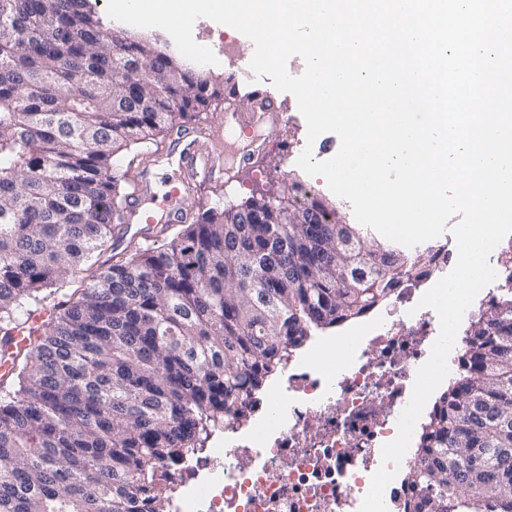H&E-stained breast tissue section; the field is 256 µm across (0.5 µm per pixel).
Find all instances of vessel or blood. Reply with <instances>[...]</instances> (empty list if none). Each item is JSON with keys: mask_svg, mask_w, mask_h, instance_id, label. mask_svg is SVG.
<instances>
[{"mask_svg": "<svg viewBox=\"0 0 512 512\" xmlns=\"http://www.w3.org/2000/svg\"><path fill=\"white\" fill-rule=\"evenodd\" d=\"M251 108L241 112L235 109L224 113L225 127L243 133L244 144L237 149L234 163H227L222 144L204 146L190 133L174 137L157 163L145 166L139 173L133 197L125 207V219L137 236L150 240L158 225L176 222L185 203L187 185L197 180H217L223 177L230 165L248 166L262 142L259 127L278 121L280 106L276 96L269 91L255 89L249 97ZM169 167L175 178L164 194H157L156 185L161 167Z\"/></svg>", "mask_w": 512, "mask_h": 512, "instance_id": "obj_1", "label": "vessel or blood"}]
</instances>
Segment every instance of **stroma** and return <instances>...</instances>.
<instances>
[{"instance_id":"stroma-1","label":"stroma","mask_w":512,"mask_h":512,"mask_svg":"<svg viewBox=\"0 0 512 512\" xmlns=\"http://www.w3.org/2000/svg\"><path fill=\"white\" fill-rule=\"evenodd\" d=\"M193 37L199 44L210 47L218 64L209 66L212 76L227 77L237 72L240 66L249 64L254 45L239 32L226 31L207 18L198 19L193 27ZM232 44V56H225V44ZM283 119L275 127L261 130L263 150L252 164L234 169L230 180L223 184L206 182L197 187L184 204L185 214H196L210 207L214 202L238 205L249 198H257L280 187L281 183L296 180L308 189L311 196L335 205L347 223H354L350 203L334 195L325 180L307 175L297 164L304 148H311L315 160L324 161L333 157L340 148L339 137L332 132L319 135L315 142L307 140V126L300 114L295 98L288 93L281 94Z\"/></svg>"}]
</instances>
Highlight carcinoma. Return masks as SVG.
I'll list each match as a JSON object with an SVG mask.
<instances>
[{
  "label": "carcinoma",
  "instance_id": "cac0c4a2",
  "mask_svg": "<svg viewBox=\"0 0 512 512\" xmlns=\"http://www.w3.org/2000/svg\"><path fill=\"white\" fill-rule=\"evenodd\" d=\"M0 28V512H168L184 456L288 353L435 256L345 223L295 182L288 224L259 198L213 206L161 225L166 247L94 271L123 237L120 149L217 111L224 85L152 36L112 33L92 0H0ZM44 306L48 325L14 345ZM465 335L409 471L414 512H512V288Z\"/></svg>",
  "mask_w": 512,
  "mask_h": 512
}]
</instances>
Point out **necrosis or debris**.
Returning a JSON list of instances; mask_svg holds the SVG:
<instances>
[{
  "label": "necrosis or debris",
  "mask_w": 512,
  "mask_h": 512,
  "mask_svg": "<svg viewBox=\"0 0 512 512\" xmlns=\"http://www.w3.org/2000/svg\"><path fill=\"white\" fill-rule=\"evenodd\" d=\"M432 285L417 273L395 289L340 362L321 361L332 336L290 353L238 419L186 457L171 512H358L439 333L435 311L418 305ZM418 460L409 448L384 492L388 512H412Z\"/></svg>",
  "instance_id": "4bbe7bcc"
}]
</instances>
